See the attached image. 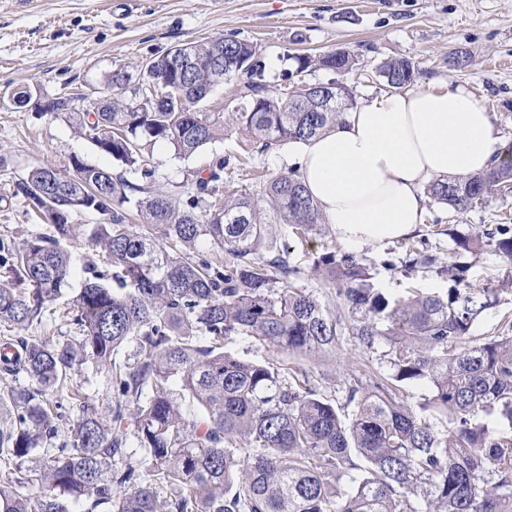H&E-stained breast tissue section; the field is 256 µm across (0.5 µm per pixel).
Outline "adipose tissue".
Masks as SVG:
<instances>
[{
  "mask_svg": "<svg viewBox=\"0 0 512 512\" xmlns=\"http://www.w3.org/2000/svg\"><path fill=\"white\" fill-rule=\"evenodd\" d=\"M296 150L325 222L347 242L381 243L421 223L425 183L485 170L498 141L493 114L451 84L376 97Z\"/></svg>",
  "mask_w": 512,
  "mask_h": 512,
  "instance_id": "ef3b65f1",
  "label": "adipose tissue"
}]
</instances>
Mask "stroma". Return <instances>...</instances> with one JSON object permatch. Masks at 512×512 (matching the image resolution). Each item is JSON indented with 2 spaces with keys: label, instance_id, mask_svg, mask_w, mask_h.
Instances as JSON below:
<instances>
[{
  "label": "stroma",
  "instance_id": "obj_1",
  "mask_svg": "<svg viewBox=\"0 0 512 512\" xmlns=\"http://www.w3.org/2000/svg\"><path fill=\"white\" fill-rule=\"evenodd\" d=\"M219 34L256 44L266 62L264 81L279 92L286 87L289 54L354 53L353 70L337 76L313 69L296 82L339 79L360 105L389 91L377 73L381 61L407 59L418 71V83L467 87L494 113L500 145L512 142V0H0V239L17 242L53 232L16 191L34 167L62 170L78 157L116 173L123 169L66 118L41 114L37 103L14 106L12 90L28 83L36 87L39 101L78 94L94 99L112 70L122 67L139 76L142 66L172 46ZM294 151L290 143L259 151L238 128L189 157L157 142L151 146L152 189L178 193L189 174L210 158L227 156L235 167V189L255 195L293 171ZM489 224H512V193L460 211L428 201L422 224L409 237L391 242L350 244L332 224L303 236L284 226L277 235L289 246L290 263L301 271L298 286L320 298L326 290L313 264L334 250L378 264V285L390 294L410 288L446 291L452 282L436 268L405 276L383 266L387 260L400 262L408 244H425L438 266L465 265L471 285L497 294L496 306L472 330L476 336H492L504 316H512V261L458 245L461 237ZM227 348L248 359L306 369L318 390L341 406L346 403L344 382L368 378L379 370L384 354L380 348L364 349L349 336L342 337L336 353L315 360L276 354L239 337Z\"/></svg>",
  "mask_w": 512,
  "mask_h": 512
}]
</instances>
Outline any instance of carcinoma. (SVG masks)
I'll return each mask as SVG.
<instances>
[{"mask_svg":"<svg viewBox=\"0 0 512 512\" xmlns=\"http://www.w3.org/2000/svg\"><path fill=\"white\" fill-rule=\"evenodd\" d=\"M188 45L192 66L180 82L162 54L147 66L145 84L124 68L109 74L104 90L126 94L121 103L76 96L41 105L139 181L75 157L68 174L36 167L20 183L54 235L0 240V325L20 332L60 317L73 335L0 337V380H30L0 396V512H73L77 502L84 512H512V321L495 336H472L497 302L492 289L460 288L465 268L442 266L455 286L394 298L365 257L330 251L314 262L330 289L322 302L294 285L298 267L263 258L277 249L266 224H323L296 172L272 180L258 200L226 195L231 160L219 157L186 179V198L152 191V143L191 156L236 125L265 151L320 136L356 107L352 95L336 101L334 81L272 94L251 42L220 35ZM290 59L289 81L317 67L340 74L355 66L348 52ZM378 74L396 89L417 78L413 63L397 58L383 60ZM232 80L244 81L232 112L199 108L215 85ZM510 184L512 143L495 166L436 180L427 194L465 210ZM137 193L145 224L136 230L112 201ZM80 212L101 216L89 241L105 251L112 274L90 270L59 307L72 274L61 241L80 233L72 223ZM202 239L233 261L197 257ZM169 240L181 250L169 253ZM461 246L491 247L511 261L512 224L490 225ZM435 265L420 250L402 262L408 274ZM345 330L368 349L387 344L390 370L353 380L346 418L306 371L288 377L225 348L246 337L313 359L335 350ZM88 363L108 375L104 411L72 384ZM412 384L427 388L415 405L401 396ZM64 392L67 415L53 400Z\"/></svg>","mask_w":512,"mask_h":512,"instance_id":"carcinoma-1","label":"carcinoma"}]
</instances>
